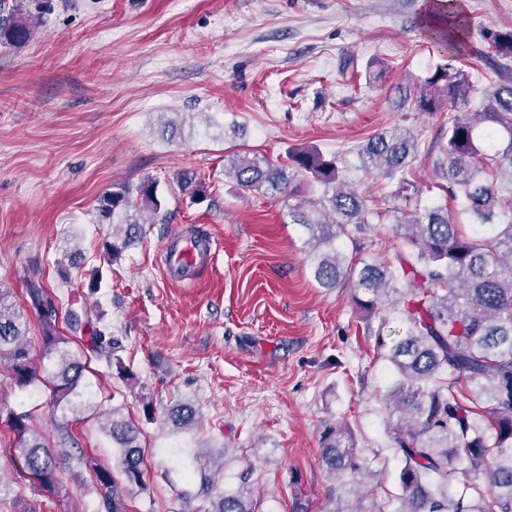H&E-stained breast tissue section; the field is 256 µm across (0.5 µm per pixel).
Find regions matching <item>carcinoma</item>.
Returning <instances> with one entry per match:
<instances>
[{
	"mask_svg": "<svg viewBox=\"0 0 512 512\" xmlns=\"http://www.w3.org/2000/svg\"><path fill=\"white\" fill-rule=\"evenodd\" d=\"M32 0H0V47L27 42L39 25L40 7ZM423 20L432 43L446 59L416 92H403L401 102L418 112H437L447 105L448 135L442 147L443 175L448 193L462 196L469 223L461 224L440 202L420 203L409 224L395 225L403 248L386 264L371 257L349 256L336 246L348 233L370 231L386 211L369 206L348 188L339 166L340 156L325 155L316 147L288 151L287 161L274 166L266 160L235 154L229 174L248 191L298 197L302 185L308 195L289 206L288 217L300 224L313 241V274L324 288L348 286L356 305L374 312L392 292L407 329L387 348L386 359L396 381L386 401L393 425L394 450L404 465L399 473L401 494L394 512H512V216L497 211L501 185H512V75L500 83L476 88L452 62L466 53L469 20L460 0H427ZM495 55L512 59V28L489 37ZM481 97L480 111L463 112L472 95ZM418 138L411 132H381L357 149L362 166L399 184L410 200L414 186L404 172L416 159ZM162 201L153 183L124 185L99 199L98 214L112 221V240L103 244L111 262L143 237L140 216L155 215ZM26 295L38 312L43 356L52 370L39 375L26 339V318L0 288V368L7 369L20 387L36 382L52 388L55 404L81 412L76 397L91 398L81 385L85 364L62 349L67 338L58 329V297L51 295L39 276L27 281ZM95 351L112 361L116 342L101 330L92 337ZM196 410L182 403L168 410L167 418L179 429H189ZM26 413L7 418L16 435L14 466L19 477L38 493L63 491L58 460L51 444L34 431ZM105 433L118 450L119 475L93 468L104 499L105 512H129L120 484L142 486L144 457L140 432L112 410ZM321 458L333 474L348 473L362 484L369 474L350 430L334 423L321 435ZM459 481L462 489L452 491ZM370 490L354 504L333 512H384L375 502L365 504ZM212 512H254L242 492L221 493Z\"/></svg>",
	"mask_w": 512,
	"mask_h": 512,
	"instance_id": "1",
	"label": "carcinoma"
}]
</instances>
